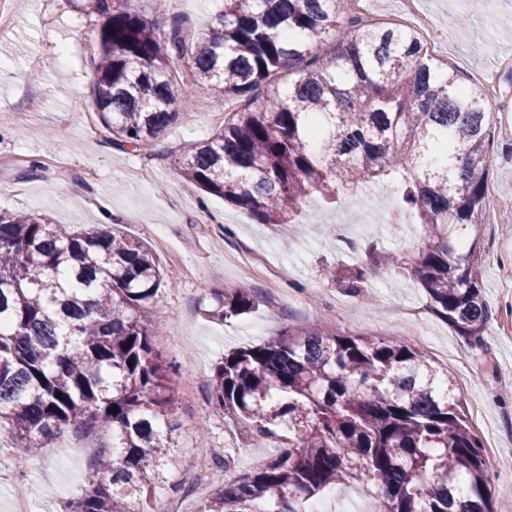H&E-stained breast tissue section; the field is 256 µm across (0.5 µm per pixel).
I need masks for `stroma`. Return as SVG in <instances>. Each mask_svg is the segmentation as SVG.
<instances>
[{
	"label": "stroma",
	"instance_id": "35a3bbf8",
	"mask_svg": "<svg viewBox=\"0 0 512 512\" xmlns=\"http://www.w3.org/2000/svg\"><path fill=\"white\" fill-rule=\"evenodd\" d=\"M0 0L11 30L0 38V210L44 215L52 223L88 229L111 213L127 235L151 246L166 285L152 301L164 323L154 338L159 359L170 365V388L179 400L168 415L180 455L173 484L158 488L150 512H199L214 481L239 474L272 446H256L241 427L228 426L210 399L213 368L234 348L272 339L285 327L313 323L327 333L398 337V315L423 317L420 351L458 381L457 392L487 452L495 512L512 502V0H485L483 34L472 38L459 17L467 0H363L374 21L433 34V50L460 80L479 81L490 93L494 145L488 199L481 228L485 257L483 292L492 317L482 347L471 346L434 315L416 281L380 269L363 297L332 287L323 266L366 265L367 247L389 251L422 247L417 224H340L348 209L376 211L371 194L343 201L338 211L314 216L306 233L253 223L245 211L220 197L189 190L177 163L189 144L208 138L228 115L213 109L206 93L186 104L176 97L179 118L153 141L152 159L113 146L93 111V68L101 20L71 8L68 0ZM135 8L157 13L162 25L182 20L205 31L220 10L217 0H152ZM245 288L257 297L249 314L221 322L204 308L212 289ZM103 435L74 430L54 437L36 457L0 460V512H14L7 489L25 484L32 512H57L95 470ZM237 449L230 468L225 449Z\"/></svg>",
	"mask_w": 512,
	"mask_h": 512
}]
</instances>
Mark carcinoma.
I'll return each mask as SVG.
<instances>
[{
	"mask_svg": "<svg viewBox=\"0 0 512 512\" xmlns=\"http://www.w3.org/2000/svg\"><path fill=\"white\" fill-rule=\"evenodd\" d=\"M216 26L189 36L131 0H82L102 19L97 120L120 148L146 152L177 119L173 67L189 94L216 90L224 128L179 157L186 185L257 224L300 230L301 204L335 207L388 185L422 225L423 248L370 250V266L322 269L359 296L392 267L430 310L484 344L481 224L493 146L483 85L444 69L419 35L354 17L345 0H223ZM164 285L145 242L0 211V426L30 452L69 429L104 431L94 476L60 512H147L177 448L175 404L155 354ZM248 289L211 293L226 321L255 308ZM211 399L275 454L212 486L199 512H305L326 488L364 482L383 512H494L483 443L455 381L399 339L286 327L214 368ZM118 411L111 412L112 408Z\"/></svg>",
	"mask_w": 512,
	"mask_h": 512,
	"instance_id": "cac0c4a2",
	"label": "carcinoma"
}]
</instances>
